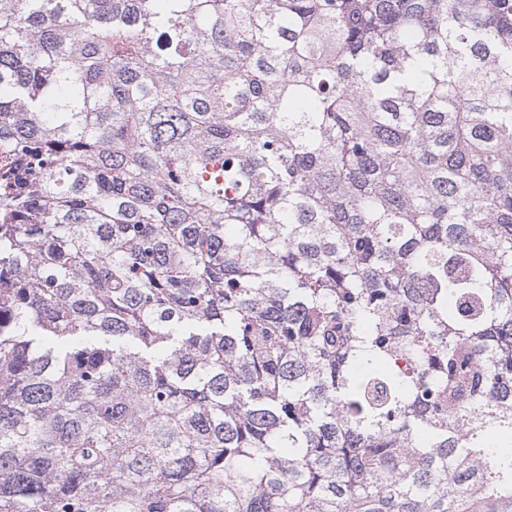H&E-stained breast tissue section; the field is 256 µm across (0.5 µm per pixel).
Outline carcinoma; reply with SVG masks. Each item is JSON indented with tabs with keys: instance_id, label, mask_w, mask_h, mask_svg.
Masks as SVG:
<instances>
[{
	"instance_id": "1",
	"label": "carcinoma",
	"mask_w": 512,
	"mask_h": 512,
	"mask_svg": "<svg viewBox=\"0 0 512 512\" xmlns=\"http://www.w3.org/2000/svg\"><path fill=\"white\" fill-rule=\"evenodd\" d=\"M0 512H512V0H0Z\"/></svg>"
}]
</instances>
